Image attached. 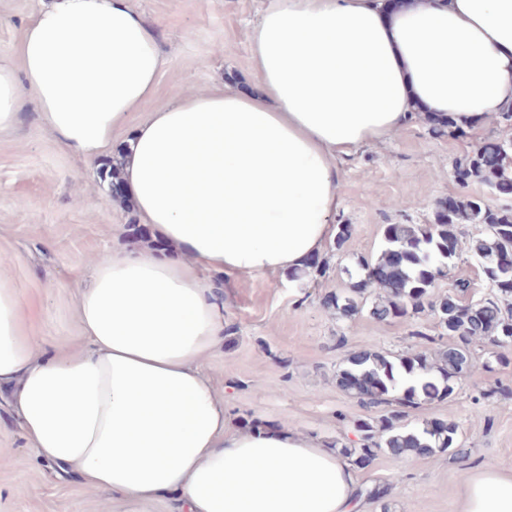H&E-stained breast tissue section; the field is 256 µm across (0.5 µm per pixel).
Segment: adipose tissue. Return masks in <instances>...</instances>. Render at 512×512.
<instances>
[{
  "instance_id": "obj_1",
  "label": "adipose tissue",
  "mask_w": 512,
  "mask_h": 512,
  "mask_svg": "<svg viewBox=\"0 0 512 512\" xmlns=\"http://www.w3.org/2000/svg\"><path fill=\"white\" fill-rule=\"evenodd\" d=\"M249 53L255 90L182 95L136 127L126 193L169 253L118 250L78 278L83 348L36 356L0 274V390L24 438L123 512L165 497L180 512H361L335 451L228 427L204 365L224 299L201 272L309 266L336 230L338 157L419 113L477 128L512 106V0H268ZM19 58L0 60V131L29 94L87 160L111 150L164 65L129 0H52ZM461 512H512V472L472 474Z\"/></svg>"
}]
</instances>
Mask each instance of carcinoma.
I'll return each instance as SVG.
<instances>
[{"instance_id":"1","label":"carcinoma","mask_w":512,"mask_h":512,"mask_svg":"<svg viewBox=\"0 0 512 512\" xmlns=\"http://www.w3.org/2000/svg\"><path fill=\"white\" fill-rule=\"evenodd\" d=\"M459 181L480 179L489 196H461L436 207L429 224H388L377 257L359 264L363 275L345 292L332 295L327 305L337 316L351 318L359 311L358 299L378 291L371 315L379 321H417L431 315L448 336V349L430 359L426 344L432 338L419 330L418 350L389 358L372 350L345 355L337 371L338 385L365 408H384L377 417L353 421L360 447L339 453L360 468L380 452L434 455L448 452L459 458L468 449L456 445L457 427L451 422L427 421L409 430L404 411L393 403L417 405L444 401L454 392V380L474 374L471 346L482 341L491 347L512 342V206L496 200L512 196V137L484 142L470 156L455 162ZM122 175L114 158L99 170L112 186ZM462 223L482 224L485 235L465 243L457 231ZM468 251L480 263L488 293L466 304L458 296L432 292L446 276L451 260ZM403 397H396L398 391Z\"/></svg>"}]
</instances>
